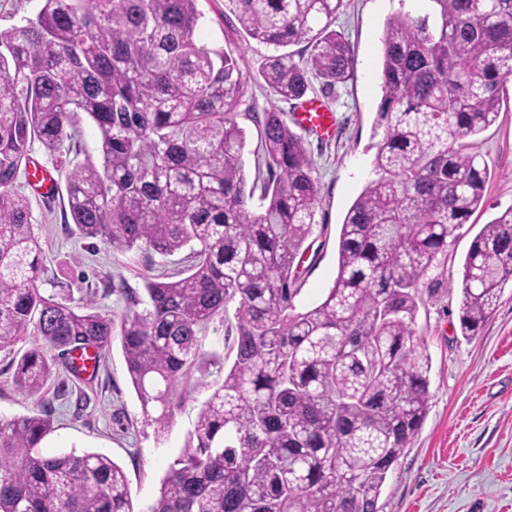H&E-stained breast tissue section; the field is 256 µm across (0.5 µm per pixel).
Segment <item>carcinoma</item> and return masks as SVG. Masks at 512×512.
<instances>
[{
	"instance_id": "cac0c4a2",
	"label": "carcinoma",
	"mask_w": 512,
	"mask_h": 512,
	"mask_svg": "<svg viewBox=\"0 0 512 512\" xmlns=\"http://www.w3.org/2000/svg\"><path fill=\"white\" fill-rule=\"evenodd\" d=\"M41 2L0 36V349L31 340L15 386L35 398L58 367L80 376L81 350L98 368L118 335L161 440L203 333L234 303V361L147 512H379L388 471L428 413L429 363L413 336L424 294L442 284L430 272L484 207L490 171L469 139L496 120L512 80V0H430L423 15L387 19L376 178L341 224L332 286L303 307L299 265L320 202L314 162L283 112H247L260 132L248 183L237 121L247 81L232 54L205 41L199 0ZM342 6L224 0L243 34L274 50L260 75L286 101L347 79ZM301 43L304 61L281 52ZM80 114L98 130L100 162L68 175L75 230L122 253L189 250L182 270L146 282L118 325L90 300L70 306L41 292L45 260L18 191L31 142L70 155ZM509 283L512 206L465 256L462 336L477 335ZM53 429L43 408L0 419V512H135L108 455L39 451Z\"/></svg>"
}]
</instances>
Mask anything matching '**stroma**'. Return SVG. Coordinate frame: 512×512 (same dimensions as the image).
I'll return each mask as SVG.
<instances>
[{"instance_id":"1","label":"stroma","mask_w":512,"mask_h":512,"mask_svg":"<svg viewBox=\"0 0 512 512\" xmlns=\"http://www.w3.org/2000/svg\"><path fill=\"white\" fill-rule=\"evenodd\" d=\"M430 7L429 0H345L337 16L336 28L351 43L354 64L348 80L324 98L337 116L335 137L307 139L320 203L303 254L299 305L317 302L332 284L341 224L373 176L375 145L383 133L377 72L384 23L399 11L417 15ZM199 8L206 40L233 53L247 79L252 96L243 111L273 106L292 114L293 102L274 96L258 73L268 48L244 36L237 22L225 17L224 0H200ZM471 150L491 171L486 206L449 238L443 272L447 286L425 297L420 308L415 341L430 360L429 410L387 477L380 512H512V288H505L476 336H462L458 321L462 263L470 243L483 224L512 206V95L502 102L496 121L473 138ZM31 156L57 184L53 199L28 195L48 268L43 294L73 305L90 300L99 311L121 318L130 297L143 295L146 278L178 268L179 256L163 257L144 248L121 253L81 239L68 224L69 165L49 156L37 142ZM28 346L23 340L0 350V419L51 405L55 429L42 441L41 452L105 453L124 470L136 512H145L222 372L214 366L193 370V393L159 440L141 412L120 342H113L93 380L51 375L37 399L18 390L10 366Z\"/></svg>"}]
</instances>
